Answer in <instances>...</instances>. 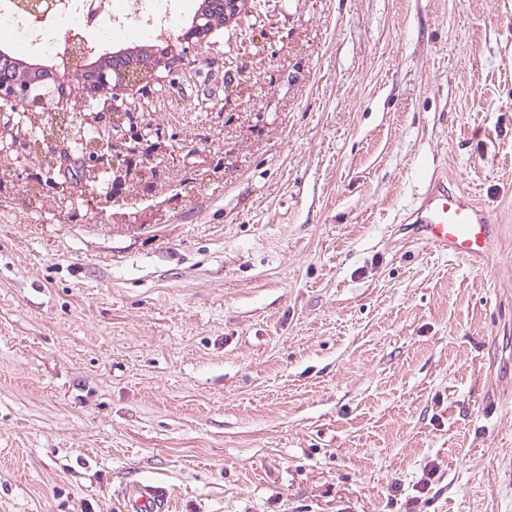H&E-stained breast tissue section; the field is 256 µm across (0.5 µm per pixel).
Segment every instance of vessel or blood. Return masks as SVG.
<instances>
[{
    "label": "vessel or blood",
    "instance_id": "obj_1",
    "mask_svg": "<svg viewBox=\"0 0 512 512\" xmlns=\"http://www.w3.org/2000/svg\"><path fill=\"white\" fill-rule=\"evenodd\" d=\"M416 235L448 255L479 264L489 258L495 226L492 217L470 194L452 192L444 175L431 178L413 209ZM127 512H168L165 487L129 482L122 494Z\"/></svg>",
    "mask_w": 512,
    "mask_h": 512
}]
</instances>
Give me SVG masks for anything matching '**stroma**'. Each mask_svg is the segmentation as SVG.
Segmentation results:
<instances>
[{
  "label": "stroma",
  "mask_w": 512,
  "mask_h": 512,
  "mask_svg": "<svg viewBox=\"0 0 512 512\" xmlns=\"http://www.w3.org/2000/svg\"><path fill=\"white\" fill-rule=\"evenodd\" d=\"M149 78L165 152L0 207V512H512V0H255ZM498 226L413 237L432 174ZM432 483H425L428 470ZM122 500L128 512H168L169 508L165 487L145 485L140 481H131L125 486Z\"/></svg>",
  "instance_id": "stroma-1"
}]
</instances>
